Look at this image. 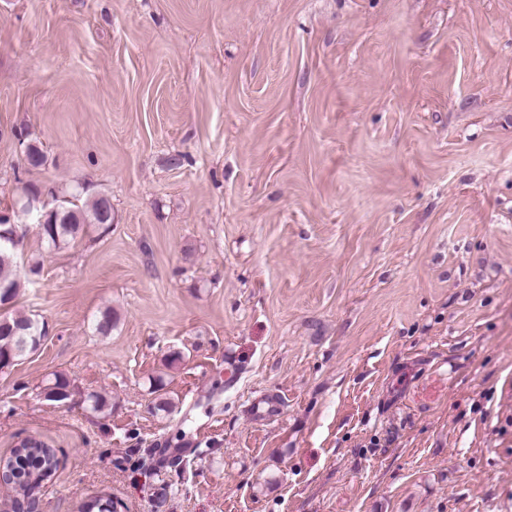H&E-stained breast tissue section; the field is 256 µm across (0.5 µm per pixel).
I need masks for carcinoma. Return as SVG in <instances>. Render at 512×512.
<instances>
[{
  "mask_svg": "<svg viewBox=\"0 0 512 512\" xmlns=\"http://www.w3.org/2000/svg\"><path fill=\"white\" fill-rule=\"evenodd\" d=\"M47 157L35 144L28 146L24 164L30 171L45 166ZM107 198L98 193L77 205L69 202L49 210L37 212L34 220L38 236L50 247L75 240L88 224L102 225V205ZM16 233L8 220L0 219V286L6 288L9 299H14L22 287V280L37 276L41 262L35 261L24 267L17 261L18 246L26 235L27 225H18ZM117 315L110 307L99 311L95 331L107 336L112 332ZM45 336V328L32 317L19 312L0 315V358L14 365L35 352ZM71 392L67 377L55 374L45 387L47 401L61 403L69 399ZM55 449L42 440L31 438L12 449L9 455L0 458V472L5 484L13 491L10 507L17 509L25 502L39 498L45 482L52 479L57 469ZM81 512H115L114 502L102 497H93L84 502Z\"/></svg>",
  "mask_w": 512,
  "mask_h": 512,
  "instance_id": "1",
  "label": "carcinoma"
}]
</instances>
